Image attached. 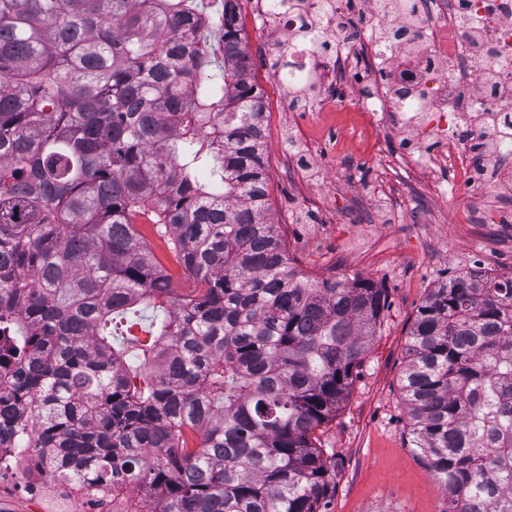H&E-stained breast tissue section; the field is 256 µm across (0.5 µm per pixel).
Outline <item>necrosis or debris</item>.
I'll return each mask as SVG.
<instances>
[{
  "label": "necrosis or debris",
  "mask_w": 512,
  "mask_h": 512,
  "mask_svg": "<svg viewBox=\"0 0 512 512\" xmlns=\"http://www.w3.org/2000/svg\"><path fill=\"white\" fill-rule=\"evenodd\" d=\"M256 19L276 21L278 43L293 60L277 73L284 92L302 86L321 106L334 104L339 81L361 79L367 91L360 109L406 138L403 156L411 169L436 176L435 196L462 192L466 202L495 189L474 180L476 171L512 163V143L485 152L482 137L492 115L512 121V99L499 89L512 85V0H430L404 13L395 0H256ZM385 38H378L377 25ZM398 93L387 105L385 88ZM18 479L33 496L52 492L69 512H96L111 489L93 492L62 486L34 467L31 454L0 445V475Z\"/></svg>",
  "instance_id": "obj_1"
}]
</instances>
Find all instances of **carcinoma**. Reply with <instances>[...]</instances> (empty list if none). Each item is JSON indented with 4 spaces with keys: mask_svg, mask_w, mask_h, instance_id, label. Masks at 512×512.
Wrapping results in <instances>:
<instances>
[{
    "mask_svg": "<svg viewBox=\"0 0 512 512\" xmlns=\"http://www.w3.org/2000/svg\"><path fill=\"white\" fill-rule=\"evenodd\" d=\"M199 17L198 0H0V441L58 483L143 489L137 512H327L316 431L386 289L292 265L241 32L224 24L211 71ZM401 396L443 512H512V271L430 289Z\"/></svg>",
    "mask_w": 512,
    "mask_h": 512,
    "instance_id": "1",
    "label": "carcinoma"
}]
</instances>
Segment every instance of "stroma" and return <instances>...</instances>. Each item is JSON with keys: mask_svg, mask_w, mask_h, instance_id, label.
I'll return each mask as SVG.
<instances>
[{"mask_svg": "<svg viewBox=\"0 0 512 512\" xmlns=\"http://www.w3.org/2000/svg\"><path fill=\"white\" fill-rule=\"evenodd\" d=\"M239 0L242 46L255 83L273 105L265 156L270 214L293 266L308 276H360L386 288L388 307L347 399L319 437L334 469L328 512H442L434 474L411 450L401 375L410 327L445 273L473 264L512 269V242L496 246L512 218V188L464 208L432 202V186L397 159L400 132L357 114L296 110L275 83L273 26Z\"/></svg>", "mask_w": 512, "mask_h": 512, "instance_id": "1", "label": "stroma"}]
</instances>
